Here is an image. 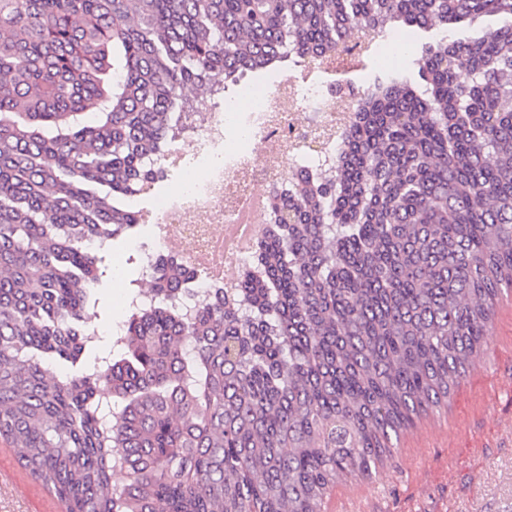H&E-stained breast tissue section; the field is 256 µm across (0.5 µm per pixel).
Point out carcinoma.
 Listing matches in <instances>:
<instances>
[{
  "label": "carcinoma",
  "instance_id": "obj_1",
  "mask_svg": "<svg viewBox=\"0 0 512 512\" xmlns=\"http://www.w3.org/2000/svg\"><path fill=\"white\" fill-rule=\"evenodd\" d=\"M487 16L507 22L448 33ZM396 22L441 32L421 83L384 74L341 108L330 174L270 198L234 293L183 317L197 271L159 254L124 356L56 369L90 342L98 249L137 224L113 198L159 176L184 90ZM506 290L512 0H0V441L66 512H322L448 404Z\"/></svg>",
  "mask_w": 512,
  "mask_h": 512
}]
</instances>
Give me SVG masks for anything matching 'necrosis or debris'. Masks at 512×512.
I'll use <instances>...</instances> for the list:
<instances>
[{"label": "necrosis or debris", "instance_id": "obj_1", "mask_svg": "<svg viewBox=\"0 0 512 512\" xmlns=\"http://www.w3.org/2000/svg\"><path fill=\"white\" fill-rule=\"evenodd\" d=\"M249 93L254 104L248 111L229 112L219 103L213 110L184 115L172 136L190 137L193 154L169 152L157 163L160 171L184 173L178 191L159 201L157 216L164 239L177 242L179 257L208 264L198 290L202 296L235 287L223 269L240 264L253 249L227 247L226 226L269 222L268 208L255 205L258 188H287L297 171L296 163L286 160L290 146L310 140L316 126L335 123L336 108L350 89L315 85L299 96L283 81Z\"/></svg>", "mask_w": 512, "mask_h": 512}]
</instances>
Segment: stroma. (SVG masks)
Wrapping results in <instances>:
<instances>
[{"instance_id":"stroma-1","label":"stroma","mask_w":512,"mask_h":512,"mask_svg":"<svg viewBox=\"0 0 512 512\" xmlns=\"http://www.w3.org/2000/svg\"><path fill=\"white\" fill-rule=\"evenodd\" d=\"M284 77L298 80L302 92L337 79L327 65L307 68L295 56L251 79L273 85ZM178 187L168 176L127 198L141 220L102 250L101 288L87 325L95 338L85 356L63 364V371L78 372L94 359L121 355L112 331L130 315L131 296L141 294L148 280V255L173 250L162 238L157 203ZM17 467L12 457L0 462V512H39V499L11 478ZM346 503L361 512H512V295L498 303L490 342L447 406L422 416L401 437L394 465L384 468L379 481H338L325 500L326 512H338Z\"/></svg>"}]
</instances>
